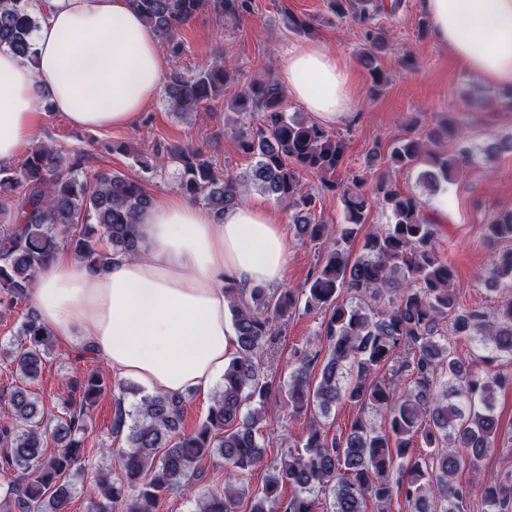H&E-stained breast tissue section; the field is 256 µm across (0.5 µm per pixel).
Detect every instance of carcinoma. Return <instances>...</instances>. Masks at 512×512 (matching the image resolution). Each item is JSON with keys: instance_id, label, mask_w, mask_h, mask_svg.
Segmentation results:
<instances>
[{"instance_id": "cac0c4a2", "label": "carcinoma", "mask_w": 512, "mask_h": 512, "mask_svg": "<svg viewBox=\"0 0 512 512\" xmlns=\"http://www.w3.org/2000/svg\"><path fill=\"white\" fill-rule=\"evenodd\" d=\"M208 1L230 21L247 9V0L132 3L177 57L184 51L179 27ZM32 2L0 0V49L34 56ZM363 39L360 60L376 92L388 79L379 63L386 35L366 27ZM235 79L236 71L222 62L191 74L175 72L165 88L168 103L177 113L197 112ZM283 97L272 79L250 83L232 108L243 119L259 112L261 120L243 123L236 137L242 152L255 158L247 179L287 203L297 236L323 250L317 270L304 288L244 292L224 285L237 344L203 422L192 432L180 430L184 395H144L130 415L119 400L111 424L113 436L124 435L117 448L84 443L90 411L109 386L98 369L61 381V410L47 415L31 384L55 339L27 308L15 338L0 345V359L14 366L17 380L4 400L10 420L0 424V471L12 477L5 499L17 512H67L74 468L87 453L121 461L120 474L103 472L85 491L87 512H158L167 494L191 491L204 461L215 459L224 464V487L202 493L194 512H238L245 500L249 512H318L322 498L329 501L326 512H369L370 501L376 512H389L395 493L405 497L409 512H463L470 487L455 476L500 437L494 408L504 378L497 368L503 360L512 364V298L491 310L461 306L452 287L454 268L439 252L442 225L421 200L384 177L371 198L361 191L358 175L344 183L329 180L343 165L345 141L288 114ZM444 132L458 140L454 153L442 155L406 136L393 143L388 161L396 168H421L419 180L429 190L455 181L472 147L461 122L448 121ZM156 156L161 164L176 163L179 188L218 217L237 205L246 187L214 170L193 146ZM305 174L338 192L343 223L316 221V196L303 189ZM372 200L389 209L391 223L366 235L363 253L353 258L346 246L366 224ZM152 201L139 181L112 170L90 177L83 156H64L46 144L33 148L19 169L0 166V306L12 310L31 299L61 237L93 270L135 257V224ZM484 236L490 243L512 241V209L491 213ZM484 284L494 292L512 291V251L496 257ZM300 307L323 315L326 348L300 354L284 390L288 413L326 416L349 402L384 410L386 426L359 416L346 434L330 436L314 422L251 491L243 477L264 464L258 435L274 388L259 362L273 360L275 324ZM452 336H464L481 350L482 368L454 348ZM383 370L390 374L386 381L378 377ZM286 487L292 489L288 497ZM478 487L487 512H512V477L480 476Z\"/></svg>"}]
</instances>
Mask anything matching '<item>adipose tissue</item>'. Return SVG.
<instances>
[{
  "mask_svg": "<svg viewBox=\"0 0 512 512\" xmlns=\"http://www.w3.org/2000/svg\"><path fill=\"white\" fill-rule=\"evenodd\" d=\"M437 39L484 81L512 87V0H425ZM33 59L0 49V164L38 136L47 112L83 129L133 126L159 95L165 58L131 0H41ZM288 94L327 124L345 117L353 85L323 45H295ZM140 252L109 269L59 250L32 302L56 341L81 343L119 379L154 393L208 395L236 345L225 282L275 287L288 240L270 210L244 203L216 221L183 198L157 199L137 224Z\"/></svg>",
  "mask_w": 512,
  "mask_h": 512,
  "instance_id": "ef3b65f1",
  "label": "adipose tissue"
}]
</instances>
